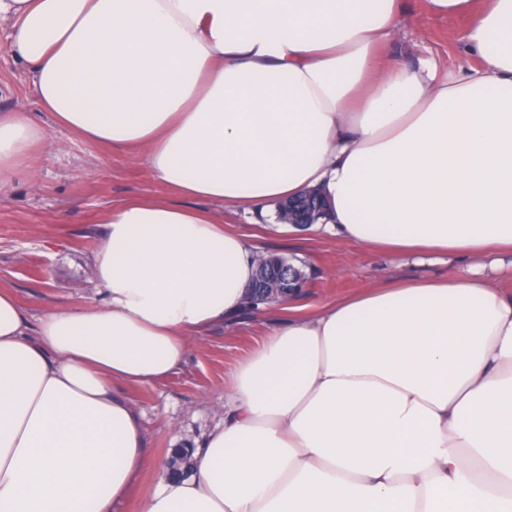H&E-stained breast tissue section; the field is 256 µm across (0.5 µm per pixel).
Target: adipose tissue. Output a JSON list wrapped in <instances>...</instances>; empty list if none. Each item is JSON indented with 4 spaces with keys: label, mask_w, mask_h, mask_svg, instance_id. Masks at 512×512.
Listing matches in <instances>:
<instances>
[{
    "label": "adipose tissue",
    "mask_w": 512,
    "mask_h": 512,
    "mask_svg": "<svg viewBox=\"0 0 512 512\" xmlns=\"http://www.w3.org/2000/svg\"><path fill=\"white\" fill-rule=\"evenodd\" d=\"M401 4L0 0L41 110L178 193L107 213L99 301L32 330L0 289V512H112L153 464L114 383L165 381L249 302L254 246L197 201L316 188L329 234L447 275L278 323L140 512H512V0H427L482 60L444 77L381 58ZM47 138L0 110V192Z\"/></svg>",
    "instance_id": "ef3b65f1"
}]
</instances>
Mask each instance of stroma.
I'll return each mask as SVG.
<instances>
[{
    "label": "stroma",
    "mask_w": 512,
    "mask_h": 512,
    "mask_svg": "<svg viewBox=\"0 0 512 512\" xmlns=\"http://www.w3.org/2000/svg\"><path fill=\"white\" fill-rule=\"evenodd\" d=\"M466 18L432 15L426 0H403L390 57L415 66L434 59L453 75L479 66L459 42ZM9 23L0 24V109L31 112L51 138L34 156V180L16 181L0 193V286L10 289L30 322L56 309L82 304L95 295L92 255L104 232L105 213L142 198H176L175 189L157 179L143 158L128 150L87 142L40 111L23 61L9 50ZM264 213L228 206L224 222L249 236L261 253L278 254L301 266L307 286L291 305L294 314L312 313L336 299L360 293L385 279L408 280L444 272L441 264L417 266L338 239L316 226H275ZM278 308L246 307L234 322L218 325L194 341L179 371L153 385L116 384L141 414L147 453L157 466L135 484L112 512H140L142 500L166 480L171 449L193 446L224 416V380L262 336L284 318Z\"/></svg>",
    "instance_id": "stroma-1"
}]
</instances>
